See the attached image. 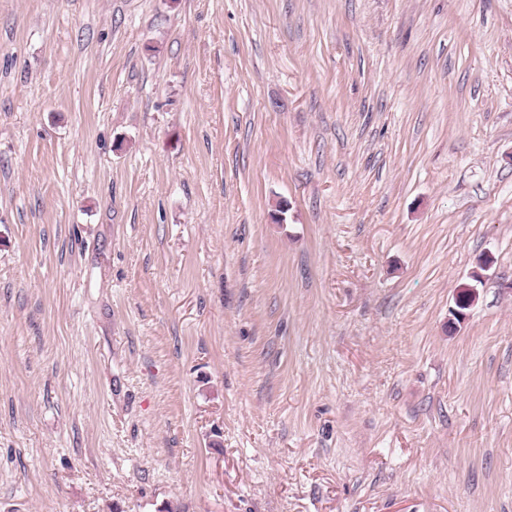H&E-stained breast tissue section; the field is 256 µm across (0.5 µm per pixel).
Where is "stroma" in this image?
Returning a JSON list of instances; mask_svg holds the SVG:
<instances>
[{"label": "stroma", "mask_w": 512, "mask_h": 512, "mask_svg": "<svg viewBox=\"0 0 512 512\" xmlns=\"http://www.w3.org/2000/svg\"><path fill=\"white\" fill-rule=\"evenodd\" d=\"M0 512H512V0H0Z\"/></svg>", "instance_id": "35a3bbf8"}]
</instances>
